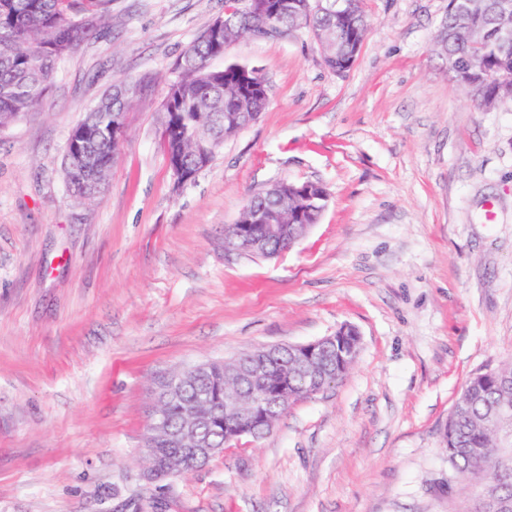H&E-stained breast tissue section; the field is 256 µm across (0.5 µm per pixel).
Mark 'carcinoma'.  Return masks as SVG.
<instances>
[{
  "label": "carcinoma",
  "instance_id": "cac0c4a2",
  "mask_svg": "<svg viewBox=\"0 0 512 512\" xmlns=\"http://www.w3.org/2000/svg\"><path fill=\"white\" fill-rule=\"evenodd\" d=\"M112 0H0V128L39 107L54 74L55 62L78 49L92 27L93 19L104 16ZM293 7L276 23L285 35L308 29L319 42L325 65L338 75L353 67L369 31L370 23L361 0H347L341 12L315 10L316 0H292ZM224 21L219 34L208 26L183 54L179 78L167 96L174 104L162 107V144L165 153L195 161L201 147L211 138H224L240 131L212 117L226 112H246L254 121L268 100V90H245L241 69L230 64L219 72L210 61L224 54L235 40L248 36L262 38L267 27L263 4L244 9V0H224ZM512 28V0H448L434 45L458 85L472 102L490 110L504 99H512V39H501L499 28ZM90 108L82 122L96 132L92 151L96 156L95 177L105 186L112 167V116L125 112L142 91L140 82H118ZM174 112H192L197 121L173 129ZM301 182H279L260 207L281 203L284 213L293 214ZM234 386L224 382V365L210 364L200 376L183 386L180 398L168 402L163 413L170 434L154 440L155 457L165 460L183 447L179 435L183 411L206 392L224 396ZM512 404V358L495 368L473 374L467 380L448 416L444 441L448 463L469 479L477 492L475 512H486V495L512 502V446L503 443V432L511 427L512 416L499 421L490 413L501 403ZM200 436L214 448L230 443L224 422L200 429Z\"/></svg>",
  "mask_w": 512,
  "mask_h": 512
}]
</instances>
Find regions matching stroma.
Listing matches in <instances>:
<instances>
[{
	"label": "stroma",
	"mask_w": 512,
	"mask_h": 512,
	"mask_svg": "<svg viewBox=\"0 0 512 512\" xmlns=\"http://www.w3.org/2000/svg\"><path fill=\"white\" fill-rule=\"evenodd\" d=\"M336 75L308 30L211 61L268 79L265 110L176 188L161 101L224 0H112L41 107L0 129V512H471L444 430L472 373L512 356V101L474 106L433 50L448 0H364ZM104 190L75 200L67 139L118 80ZM317 181L322 218L275 258L224 227L278 182ZM343 326L356 361L194 472L147 480L153 383Z\"/></svg>",
	"instance_id": "stroma-1"
}]
</instances>
